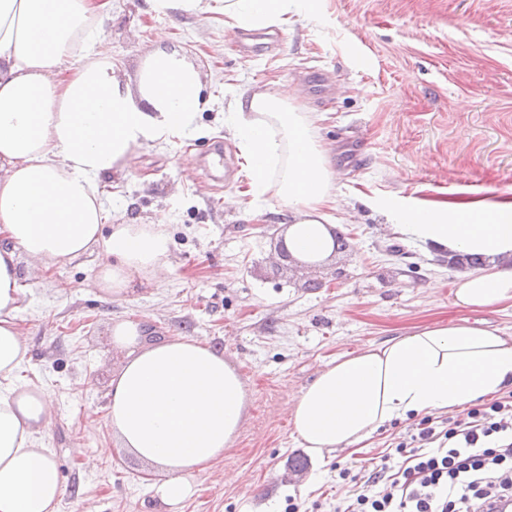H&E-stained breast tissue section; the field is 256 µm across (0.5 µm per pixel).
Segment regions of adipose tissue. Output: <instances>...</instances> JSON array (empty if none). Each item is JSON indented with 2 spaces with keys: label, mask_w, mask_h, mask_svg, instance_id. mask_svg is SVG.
Segmentation results:
<instances>
[{
  "label": "adipose tissue",
  "mask_w": 512,
  "mask_h": 512,
  "mask_svg": "<svg viewBox=\"0 0 512 512\" xmlns=\"http://www.w3.org/2000/svg\"><path fill=\"white\" fill-rule=\"evenodd\" d=\"M303 0H148L158 15L224 16L226 30L293 24ZM109 0H0V512H57L64 494L42 437L54 404L43 386L21 382L27 345L18 315L22 278L102 252L94 279L123 298L135 276L166 287L171 241L163 224H116L104 177L123 170L148 142L206 136L196 62L166 49L124 80L103 49ZM294 89L243 92L226 123L251 179V194L287 207L285 243L295 258L333 254L326 208L336 172L314 138V119ZM449 255H480L483 268L459 275L455 305L496 311L512 303V200L426 203L401 217ZM141 323L112 325L126 359L113 376L107 417L119 448L162 468L157 488L175 506L191 480L223 460L245 419L243 380L222 351L194 336L144 345ZM512 386V337L487 322L417 328L327 363L293 399L291 421L316 458L358 445L380 427L422 413L463 409Z\"/></svg>",
  "instance_id": "adipose-tissue-1"
}]
</instances>
